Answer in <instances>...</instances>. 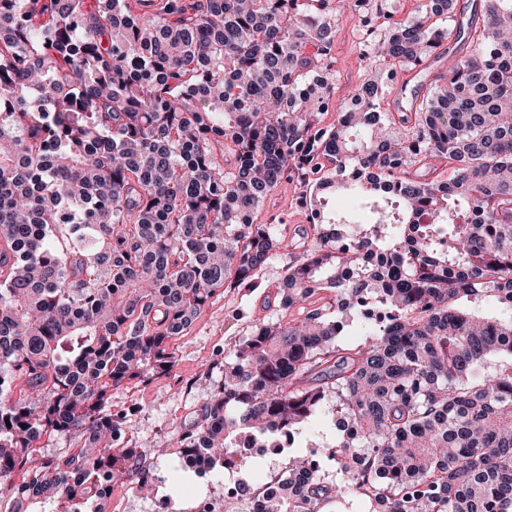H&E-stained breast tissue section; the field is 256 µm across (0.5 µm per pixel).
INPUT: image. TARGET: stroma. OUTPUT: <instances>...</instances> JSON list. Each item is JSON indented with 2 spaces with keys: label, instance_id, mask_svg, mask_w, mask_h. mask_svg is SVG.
I'll list each match as a JSON object with an SVG mask.
<instances>
[{
  "label": "stroma",
  "instance_id": "35a3bbf8",
  "mask_svg": "<svg viewBox=\"0 0 512 512\" xmlns=\"http://www.w3.org/2000/svg\"><path fill=\"white\" fill-rule=\"evenodd\" d=\"M361 43L362 35L354 21H337L331 52L335 89L329 109L320 116L322 126L335 123L337 112L364 74ZM300 193L297 179L282 182L256 213L257 223L275 225L289 244L286 253L275 256L259 273L257 288H228L215 296L174 341L176 362L169 374L113 389V411L133 413L125 439L144 450L155 481L152 492L137 500L131 499L129 485H114L110 500L113 512H150L153 502L162 497L170 502L173 512H188L193 507L192 494L201 480L181 476L176 452L180 434L196 420L203 402L222 382L225 357L249 336L252 327L274 320L288 322L299 315L298 309L281 306L277 291L290 256L311 243L308 214L298 202Z\"/></svg>",
  "mask_w": 512,
  "mask_h": 512
}]
</instances>
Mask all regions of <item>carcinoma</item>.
<instances>
[{"label":"carcinoma","mask_w":512,"mask_h":512,"mask_svg":"<svg viewBox=\"0 0 512 512\" xmlns=\"http://www.w3.org/2000/svg\"><path fill=\"white\" fill-rule=\"evenodd\" d=\"M456 0L376 24L379 0H0V497L92 512L153 483L117 444L112 388L170 371L221 288L288 245L255 213L294 173L315 246L230 352L178 440L214 473L239 441L319 426L336 476L292 455L248 512H512V0H480L465 53L406 112L384 75L441 57ZM366 72L328 129L336 20ZM229 142L233 166L215 144ZM448 166V177L416 160ZM346 194L355 207L328 208ZM327 307L307 306L320 291ZM497 310L490 311L486 303ZM353 330L355 348L339 345ZM77 447L35 470L43 436ZM24 472L22 482H15Z\"/></svg>","instance_id":"carcinoma-1"}]
</instances>
